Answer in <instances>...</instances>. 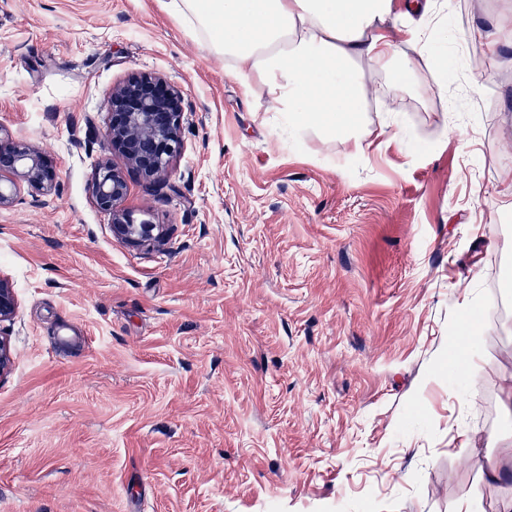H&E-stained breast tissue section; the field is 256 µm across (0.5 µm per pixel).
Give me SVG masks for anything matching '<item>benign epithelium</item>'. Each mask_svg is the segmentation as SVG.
<instances>
[{
	"instance_id": "7a95c632",
	"label": "benign epithelium",
	"mask_w": 512,
	"mask_h": 512,
	"mask_svg": "<svg viewBox=\"0 0 512 512\" xmlns=\"http://www.w3.org/2000/svg\"><path fill=\"white\" fill-rule=\"evenodd\" d=\"M182 102L175 86L151 74L137 75L114 88L107 102L105 139L151 185L169 181L171 161L183 147ZM56 178L55 168L41 151L0 138V209L15 202L17 182L40 192L52 187ZM91 193L97 208L112 216V233L119 240L140 245L159 238L158 225L138 222L124 211L127 181L123 172L107 162L99 164ZM16 308L13 289L0 279V324L11 320Z\"/></svg>"
}]
</instances>
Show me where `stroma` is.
Listing matches in <instances>:
<instances>
[{
  "mask_svg": "<svg viewBox=\"0 0 512 512\" xmlns=\"http://www.w3.org/2000/svg\"><path fill=\"white\" fill-rule=\"evenodd\" d=\"M508 0L435 5L403 100L374 75L362 154L293 134L165 0H0V137L58 178L0 209V512H498L475 454L502 455L512 315V49L474 66ZM156 73L183 98L169 185L127 173L163 239L112 235L93 169L121 154L107 100ZM486 313L474 401L448 324ZM482 437L462 447L460 427Z\"/></svg>",
  "mask_w": 512,
  "mask_h": 512,
  "instance_id": "35a3bbf8",
  "label": "stroma"
}]
</instances>
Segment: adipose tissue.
<instances>
[{
    "label": "adipose tissue",
    "instance_id": "1",
    "mask_svg": "<svg viewBox=\"0 0 512 512\" xmlns=\"http://www.w3.org/2000/svg\"><path fill=\"white\" fill-rule=\"evenodd\" d=\"M432 0H170L169 10L217 54L244 87L261 82L291 131L315 130L361 153L388 135L362 111L366 72H392L403 54L427 51Z\"/></svg>",
    "mask_w": 512,
    "mask_h": 512
}]
</instances>
